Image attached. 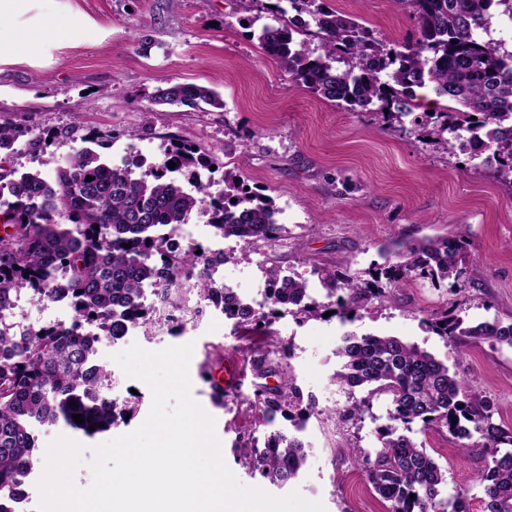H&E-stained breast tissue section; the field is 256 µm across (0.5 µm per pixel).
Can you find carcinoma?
<instances>
[{"label": "carcinoma", "mask_w": 512, "mask_h": 512, "mask_svg": "<svg viewBox=\"0 0 512 512\" xmlns=\"http://www.w3.org/2000/svg\"><path fill=\"white\" fill-rule=\"evenodd\" d=\"M417 22V38L397 46L375 35L358 19L330 8L326 0H276L264 7L268 22L257 40L297 85L343 109L371 112L400 125L413 114L416 90L432 87L448 104L413 120L411 132L431 138L449 155L459 152L480 161L495 178L512 185V51L485 41L480 31L493 19H512V0H395ZM308 18L298 26L289 12ZM316 40L320 53L308 48ZM150 106L221 109L224 101L213 90L195 84L158 88ZM29 130L0 123V156H11ZM55 179L39 171L0 167V223L11 231L0 236V316L12 315L17 298L32 300L64 293L72 303L69 325L18 334L0 328V512H17L27 497L23 474L37 468L43 455L33 426L60 421L91 434L112 428L118 416L134 412L108 394L111 372L96 362L99 337H123L125 326L149 331L159 320L157 310L143 304L146 286L162 298L178 297L179 280L197 279L199 291L224 298V316L236 327L268 331V312L254 311L217 288L202 266L199 245L172 251L166 230L185 224L210 195L215 164L212 156L186 142H172L163 158L143 167L112 163L106 145L84 138ZM175 162L169 168V162ZM224 190L210 202L208 224L216 236L234 235L246 244L263 242L273 248L284 226L276 223L280 208L273 198L246 189L240 175L224 171ZM99 228H94V225ZM468 243L460 233L437 238H392L379 248L361 279L349 270H316L325 297L337 306L345 325L369 302L393 303L400 290L418 279L436 283L459 280ZM271 303L288 306L301 319L318 314L308 281L282 274L274 259L264 268ZM432 333L455 341L512 347V323L495 319L475 325L454 313L432 312L422 320ZM290 348L270 345L254 360L257 374L275 375L280 385L257 392L261 420L268 425L280 415L305 421L317 412L316 401L304 398L285 359ZM341 359L333 380L368 389L359 402L336 410L344 422L359 419L376 395L388 397L389 424L379 433L380 450L366 458L374 491L388 503L386 512H471L461 491L441 496L445 471L408 433L413 426L445 429L460 440L465 453L481 450L485 463L476 476L483 488V512H512V429L494 419L493 407L475 393L462 392L457 373L415 344L393 336L346 332L336 349ZM79 414L78 424L72 415ZM238 451L254 475L270 484L295 481L307 462L298 437L277 430L263 447L243 441Z\"/></svg>", "instance_id": "carcinoma-1"}]
</instances>
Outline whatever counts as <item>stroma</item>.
I'll return each instance as SVG.
<instances>
[{
  "instance_id": "35a3bbf8",
  "label": "stroma",
  "mask_w": 512,
  "mask_h": 512,
  "mask_svg": "<svg viewBox=\"0 0 512 512\" xmlns=\"http://www.w3.org/2000/svg\"><path fill=\"white\" fill-rule=\"evenodd\" d=\"M94 23L90 37L53 49L50 63L0 65V123L51 133L46 146L19 145L12 168L50 175L64 165L74 143L72 124L108 139L112 150L141 148L147 161L161 158L173 140L216 153V164L235 170L285 210L282 239L275 248L252 245L250 258L224 260V280L254 298L264 283V263L276 259L284 274L315 280L316 269L335 267L361 275L379 258L391 236L420 239L462 233L468 243L461 282L418 284L403 289L397 304L370 302L354 322L336 317L296 320L280 315L273 325L291 347L289 364L303 393L316 399L308 422L307 465L293 487L271 485L238 461L243 438L264 439L271 428L290 430L276 419L263 425L253 400L263 385L247 374L237 391L216 403L211 379L202 371L216 364L250 365L249 337L231 321L215 320L194 334L189 365L192 396L214 418L224 461L238 481L274 496L298 490L321 502L325 512H385L359 459L379 448L378 431L388 423L386 397H371L359 420L344 423L335 407L364 397L331 380L339 367L335 350L343 330L394 336L433 354L455 371L465 391L493 404L495 419L512 427V347L489 342L464 348L423 326V311L457 307L466 322L512 323V189L474 168L467 155L448 156L401 128L366 113L323 101L291 82L252 39L237 0H65ZM330 7L362 22L392 44L415 39L410 15L391 0H328ZM193 83L217 92L223 108H158L150 125L139 109L156 88ZM111 342L99 358L115 379L122 399L138 392L129 423L89 437L62 424L37 429L40 447L63 435L84 445V466L75 482H91L87 466L93 447L136 429L146 418L151 392L127 378L112 360ZM446 472L444 496L467 494L472 512H482L483 491L475 480L484 461L460 451L457 439L432 427L412 434Z\"/></svg>"
}]
</instances>
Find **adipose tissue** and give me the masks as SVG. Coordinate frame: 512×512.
I'll list each match as a JSON object with an SVG mask.
<instances>
[{
	"instance_id": "adipose-tissue-1",
	"label": "adipose tissue",
	"mask_w": 512,
	"mask_h": 512,
	"mask_svg": "<svg viewBox=\"0 0 512 512\" xmlns=\"http://www.w3.org/2000/svg\"><path fill=\"white\" fill-rule=\"evenodd\" d=\"M89 29L84 16L60 11L57 0H0V65L40 61Z\"/></svg>"
}]
</instances>
